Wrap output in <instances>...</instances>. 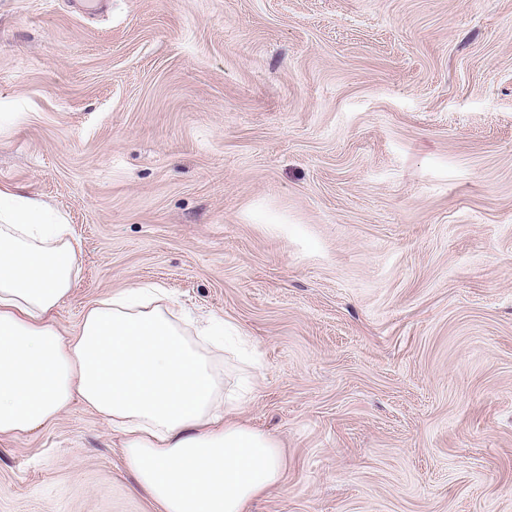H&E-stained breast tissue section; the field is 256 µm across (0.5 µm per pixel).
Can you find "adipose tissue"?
<instances>
[{"mask_svg": "<svg viewBox=\"0 0 512 512\" xmlns=\"http://www.w3.org/2000/svg\"><path fill=\"white\" fill-rule=\"evenodd\" d=\"M45 213L0 190V437L35 433L77 401L120 434L136 489L158 512H246L280 484L285 461L275 436L234 415L253 394L224 389L232 326L199 323L163 289L136 285L63 329L77 248Z\"/></svg>", "mask_w": 512, "mask_h": 512, "instance_id": "1", "label": "adipose tissue"}]
</instances>
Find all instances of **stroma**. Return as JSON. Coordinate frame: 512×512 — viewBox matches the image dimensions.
Listing matches in <instances>:
<instances>
[{"label": "stroma", "instance_id": "obj_1", "mask_svg": "<svg viewBox=\"0 0 512 512\" xmlns=\"http://www.w3.org/2000/svg\"><path fill=\"white\" fill-rule=\"evenodd\" d=\"M0 185L69 224L63 328L139 284L236 326L251 512H512V0H0ZM0 512H157L73 403Z\"/></svg>", "mask_w": 512, "mask_h": 512}]
</instances>
